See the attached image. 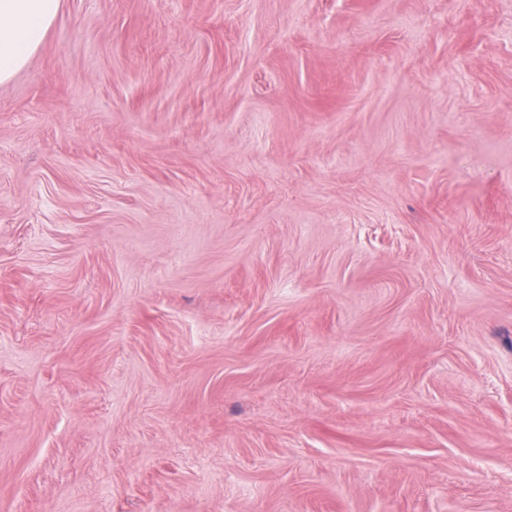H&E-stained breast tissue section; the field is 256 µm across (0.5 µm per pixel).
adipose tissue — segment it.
<instances>
[{
    "instance_id": "1",
    "label": "adipose tissue",
    "mask_w": 512,
    "mask_h": 512,
    "mask_svg": "<svg viewBox=\"0 0 512 512\" xmlns=\"http://www.w3.org/2000/svg\"><path fill=\"white\" fill-rule=\"evenodd\" d=\"M59 7L60 0H0V83L39 49Z\"/></svg>"
}]
</instances>
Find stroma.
Here are the masks:
<instances>
[{"label": "stroma", "instance_id": "1", "mask_svg": "<svg viewBox=\"0 0 512 512\" xmlns=\"http://www.w3.org/2000/svg\"><path fill=\"white\" fill-rule=\"evenodd\" d=\"M0 512H512V0H61Z\"/></svg>", "mask_w": 512, "mask_h": 512}]
</instances>
